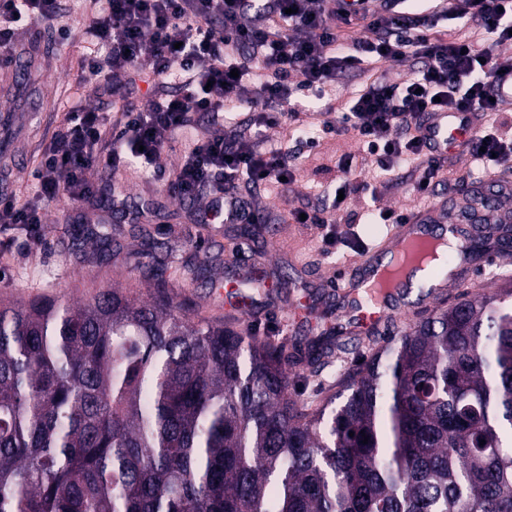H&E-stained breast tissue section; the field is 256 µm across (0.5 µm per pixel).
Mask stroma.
<instances>
[{"label":"stroma","instance_id":"35a3bbf8","mask_svg":"<svg viewBox=\"0 0 512 512\" xmlns=\"http://www.w3.org/2000/svg\"><path fill=\"white\" fill-rule=\"evenodd\" d=\"M89 17L79 0H62V16L54 23H38L25 29L23 39L40 51L38 74L23 80L11 90L10 99L0 106V166H6L7 191L26 201L35 194L32 172L59 126L72 107L87 104L111 111V90L89 86L84 81L82 63L89 54L86 43L62 42L59 27H80ZM293 155V181L288 188L276 187L260 192L261 206L284 215L280 224L266 227L260 241L242 236L235 224H193L188 214L192 202L180 200L167 188L145 177L126 176V188L135 201L152 200L160 204L157 218L150 221H111L106 206L114 176L96 174L102 188L93 198L70 202L60 198L43 202L42 236H34L23 225L0 229V300L28 302L36 299H61L83 302L104 287L126 289L141 299H150L153 288L139 284L136 265L148 242L159 245L157 255L167 265L166 290L173 303L189 317L225 319L224 301L215 290L227 280H241L243 272L229 263L233 247L251 251V260L267 278L257 289L256 319L249 327L257 336L288 345L305 343L315 334L290 323L293 304L302 296H312L317 312L326 316L334 334L328 338L333 350L320 370L307 363L293 362L287 367L289 394L301 402L320 403L338 390L344 373L356 368L379 348L399 335L410 324L428 316L435 308H445L464 294H475L512 283V247L500 249L502 264L495 277L480 273L486 258L472 262L468 279L459 280L457 288L446 294H432L428 289H413L404 310L395 314L383 329L360 339L339 332L346 302L336 292L325 288V280L337 267L349 263L366 245L383 236L387 227L366 219L367 211L417 208L419 198L413 190L418 173L402 167L393 180L374 182L372 172L365 181L373 182V191L352 195L345 210L335 213L331 224H299L291 211L308 205V186L322 183L338 186L341 175L334 165L345 153L356 151L352 135L321 139L316 148L289 141ZM447 180L440 183L449 207L464 205L473 190L493 184L512 193V169L478 176L471 173L466 159L449 155L445 161ZM106 229L120 247L117 256L98 252L93 242L76 243V230L88 233Z\"/></svg>","mask_w":512,"mask_h":512}]
</instances>
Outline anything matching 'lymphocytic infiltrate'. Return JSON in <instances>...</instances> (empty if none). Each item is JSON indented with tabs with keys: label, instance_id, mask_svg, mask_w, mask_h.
<instances>
[{
	"label": "lymphocytic infiltrate",
	"instance_id": "1",
	"mask_svg": "<svg viewBox=\"0 0 512 512\" xmlns=\"http://www.w3.org/2000/svg\"><path fill=\"white\" fill-rule=\"evenodd\" d=\"M60 0H0V49L16 46L19 30L56 20ZM454 20L447 36L440 20ZM62 39L80 35L92 55L86 80L95 86L145 67L159 89L140 104L122 101L114 112L82 105L68 113L43 152L35 200L0 197V224L34 228L43 222L41 201H82L97 186L91 168L134 170L169 184L183 199H209L195 223L269 221L244 191L279 183L288 175V152L266 146L265 133L287 130L322 100L335 121L325 134H353L381 176L401 162L415 164V193L429 197L444 177L442 160L428 157L420 118L428 112H479L484 129L463 143L486 172L512 164V137L499 134L498 103L490 86L498 68L491 48L512 41V0H461L448 9L402 18L393 0L349 10L339 0H96L80 32L64 27ZM422 59L403 84L386 69L409 57ZM360 82L346 97L335 94L344 74ZM205 113L210 132L191 138L175 168L160 161L163 148ZM237 130L224 135L225 118Z\"/></svg>",
	"mask_w": 512,
	"mask_h": 512
}]
</instances>
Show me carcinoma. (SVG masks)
Segmentation results:
<instances>
[{
    "label": "carcinoma",
    "instance_id": "cac0c4a2",
    "mask_svg": "<svg viewBox=\"0 0 512 512\" xmlns=\"http://www.w3.org/2000/svg\"><path fill=\"white\" fill-rule=\"evenodd\" d=\"M286 365L164 292L0 303V512H512V287L414 323L314 410Z\"/></svg>",
    "mask_w": 512,
    "mask_h": 512
}]
</instances>
